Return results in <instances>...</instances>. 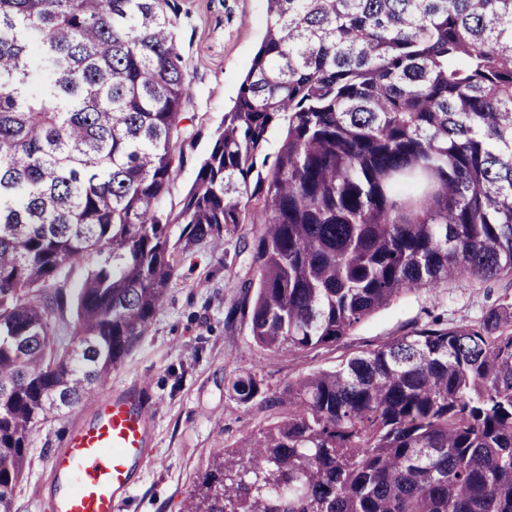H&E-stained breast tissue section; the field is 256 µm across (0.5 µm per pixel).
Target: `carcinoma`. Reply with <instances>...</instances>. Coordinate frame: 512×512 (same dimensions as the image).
I'll return each instance as SVG.
<instances>
[{
    "instance_id": "cac0c4a2",
    "label": "carcinoma",
    "mask_w": 512,
    "mask_h": 512,
    "mask_svg": "<svg viewBox=\"0 0 512 512\" xmlns=\"http://www.w3.org/2000/svg\"><path fill=\"white\" fill-rule=\"evenodd\" d=\"M177 16L175 0H0V512L38 426L92 400L197 242L258 226L240 309L270 356L337 348L453 277L512 281V0H266L173 212ZM77 264L60 351L42 289ZM231 388L274 421L214 456L185 512H512V301L278 391L254 373Z\"/></svg>"
}]
</instances>
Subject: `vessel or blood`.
<instances>
[{"mask_svg": "<svg viewBox=\"0 0 512 512\" xmlns=\"http://www.w3.org/2000/svg\"><path fill=\"white\" fill-rule=\"evenodd\" d=\"M92 420L74 428L54 456L53 512H120L144 463L152 405L140 388L97 394Z\"/></svg>", "mask_w": 512, "mask_h": 512, "instance_id": "vessel-or-blood-1", "label": "vessel or blood"}]
</instances>
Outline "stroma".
I'll use <instances>...</instances> for the list:
<instances>
[{
	"label": "stroma",
	"instance_id": "obj_1",
	"mask_svg": "<svg viewBox=\"0 0 512 512\" xmlns=\"http://www.w3.org/2000/svg\"><path fill=\"white\" fill-rule=\"evenodd\" d=\"M176 3L191 100L181 161L161 201L167 210L179 209L192 185L266 27L265 0ZM256 235V225L244 224L225 237L223 249L202 241L184 252L147 334L104 386L109 393L143 385L154 405L149 462L121 512H183L213 453L267 424L265 414L236 399L231 389L235 378L251 372L268 388L278 389L297 376L334 367L348 353L402 335L429 315L473 320L496 299L512 300L508 280L492 284L460 278L444 288L408 294L378 311L340 348L272 357L255 345L239 310L243 285L254 276L245 247ZM87 271V266H73L65 280L49 282L44 290L47 297L61 299L50 316L56 342L68 343L74 332V298ZM93 415L87 402L48 416L38 427L12 512H52L50 459L64 448L69 432Z\"/></svg>",
	"mask_w": 512,
	"mask_h": 512
}]
</instances>
